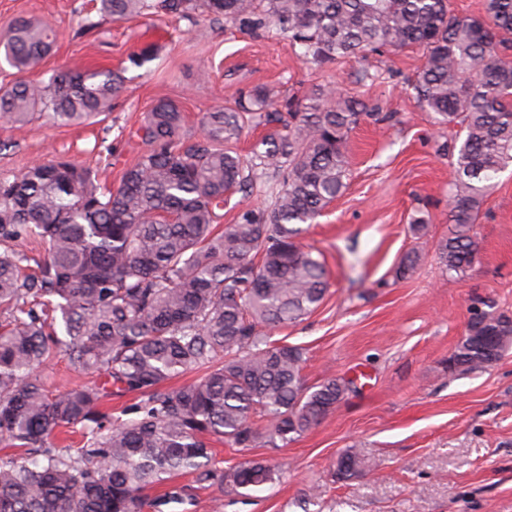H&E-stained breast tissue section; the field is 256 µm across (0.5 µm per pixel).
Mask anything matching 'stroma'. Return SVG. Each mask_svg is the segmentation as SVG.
I'll return each mask as SVG.
<instances>
[{
  "mask_svg": "<svg viewBox=\"0 0 512 512\" xmlns=\"http://www.w3.org/2000/svg\"><path fill=\"white\" fill-rule=\"evenodd\" d=\"M20 15L49 21L57 36L30 80L59 68H108L123 71L125 82L111 112L93 124L0 119V174L63 156L118 187L145 149L135 132L161 99L184 112V131L194 137L203 113L258 85L278 101L333 87L393 116L386 124L362 120L351 131L348 185L301 236L325 263L330 287L322 303L270 332L301 349L307 385L333 376L351 389L288 446L213 443L222 467L260 458L278 466V476L250 496L197 490L189 512H512V348L489 369L448 370L472 307L491 297L512 316V166L472 227V269L445 272L435 247L448 236L453 158L440 146L454 132L439 129L414 98L421 51L317 67L274 32L255 37L204 13L192 22L162 13L116 20L91 0H0V35ZM146 46L157 59L129 66V55ZM362 69L372 81L356 82ZM418 217L426 224L415 234L410 223ZM411 251L420 256L415 269L396 278ZM350 450L368 468L342 481L336 463Z\"/></svg>",
  "mask_w": 512,
  "mask_h": 512,
  "instance_id": "stroma-1",
  "label": "stroma"
}]
</instances>
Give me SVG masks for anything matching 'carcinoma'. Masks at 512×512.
Wrapping results in <instances>:
<instances>
[{
	"instance_id": "obj_1",
	"label": "carcinoma",
	"mask_w": 512,
	"mask_h": 512,
	"mask_svg": "<svg viewBox=\"0 0 512 512\" xmlns=\"http://www.w3.org/2000/svg\"><path fill=\"white\" fill-rule=\"evenodd\" d=\"M159 9L188 21L201 11L256 36L274 31L315 66L421 48L415 97L438 125L463 132L449 184L453 230L438 263L457 274L472 266L470 227L512 165V0H486L484 14L466 17L448 0H99L115 19ZM55 39L48 23L20 16L0 47L22 74ZM123 84L109 69L20 77L0 88V117L81 124L111 111ZM363 119L391 116L330 88L291 97L283 111L256 86L205 113L193 138L183 113L161 99L138 132L146 151L115 190L62 157L0 176V438L18 449L0 457V512H170L192 503L197 484L238 493L274 482L265 460L224 471L205 438L286 447L348 390L336 377L306 386L301 350L271 342L267 330L302 320L324 299L325 265L299 237L346 187V143ZM253 124L270 131L243 157L233 145ZM258 186L270 204L241 209L217 231L224 196ZM31 238L45 243L44 255L19 248ZM511 344L512 318L487 303L471 313L448 370L487 369ZM58 351L73 370L136 399L112 415L100 408L101 384L50 392L38 372ZM193 371L203 375L164 388ZM62 428L80 434L78 447L54 441ZM365 469L348 451L336 476ZM182 474L194 484L146 494Z\"/></svg>"
}]
</instances>
